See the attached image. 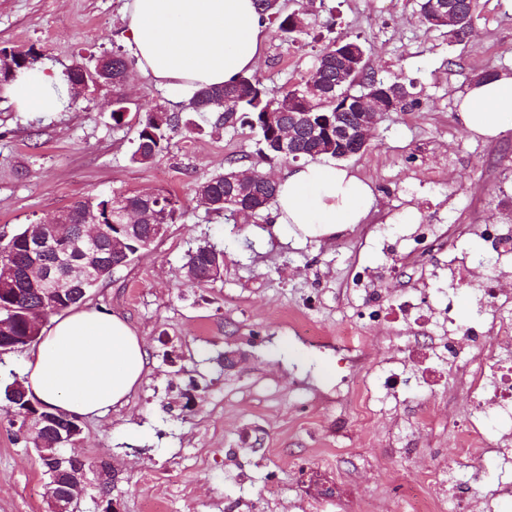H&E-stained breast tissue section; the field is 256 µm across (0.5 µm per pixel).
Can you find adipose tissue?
I'll list each match as a JSON object with an SVG mask.
<instances>
[{
  "instance_id": "ef3b65f1",
  "label": "adipose tissue",
  "mask_w": 512,
  "mask_h": 512,
  "mask_svg": "<svg viewBox=\"0 0 512 512\" xmlns=\"http://www.w3.org/2000/svg\"><path fill=\"white\" fill-rule=\"evenodd\" d=\"M267 26L254 0H129L126 15L138 72L177 94L256 69ZM63 82V75L37 66L18 75L8 94L19 111L59 112L56 90ZM459 116L474 136L512 129V74L471 84ZM374 201L371 184L349 169L310 162L278 177L273 217L294 225L300 239H326L362 223ZM147 363L145 344L127 319L73 309L43 329L24 363V386L45 411L93 417L123 404Z\"/></svg>"
}]
</instances>
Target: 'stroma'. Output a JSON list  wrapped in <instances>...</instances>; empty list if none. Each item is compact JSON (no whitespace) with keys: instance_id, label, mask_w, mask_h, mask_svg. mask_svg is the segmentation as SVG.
Here are the masks:
<instances>
[{"instance_id":"35a3bbf8","label":"stroma","mask_w":512,"mask_h":512,"mask_svg":"<svg viewBox=\"0 0 512 512\" xmlns=\"http://www.w3.org/2000/svg\"><path fill=\"white\" fill-rule=\"evenodd\" d=\"M311 23L297 43L269 31L255 73L272 89L305 79L339 34L357 38L378 76L413 82L423 105L386 113L346 166L375 204L331 239H296L270 211L240 227L196 199L228 163L281 175L246 125L182 132L148 166L130 159L132 114L176 105L132 73L131 116L112 120L111 87L50 114L18 111L0 81V232L47 222L87 196L164 190L182 204L166 234L114 270L85 307L127 318L148 364L126 404L83 421L77 448L91 468L76 512H448L449 461L497 484L481 447H464L471 393L456 372L424 387L438 329L370 312L447 288L449 254L482 255L480 224L506 222L512 129L471 138L456 101L487 69L512 73V0H478L475 32L449 43L419 20L418 0H279ZM128 0H0V48L34 49L65 71L78 55L129 51ZM224 248L220 279L188 285L189 250ZM408 386L387 411L370 393ZM47 477L0 410V512H47Z\"/></svg>"}]
</instances>
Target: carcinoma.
I'll list each match as a JSON object with an SVG mask.
<instances>
[{"label": "carcinoma", "instance_id": "cac0c4a2", "mask_svg": "<svg viewBox=\"0 0 512 512\" xmlns=\"http://www.w3.org/2000/svg\"><path fill=\"white\" fill-rule=\"evenodd\" d=\"M262 11L268 14L270 23L276 27L279 36L284 42H296L301 36L308 34L309 22L298 13H286L279 7L277 0H256ZM419 14L426 25H433L431 13L438 7H446L459 14L465 20L463 26L448 35L452 42H462L468 37L469 29L473 28V22L477 10V0H419ZM340 39L355 45L360 50L363 58L356 64L355 72L351 80L342 85L337 84L342 63L336 60L334 45L331 41L327 46L318 51L314 57L313 65L308 77L291 89H268L255 75L246 74L239 76L229 84L217 87L200 88L188 94L179 105V110L171 111L159 104L144 112L141 128L134 142L131 152V161L141 165H147L156 160L168 149L170 141L175 134L189 127V123L183 121L185 112L195 113L215 127H233L244 122V118H250V127L259 137V154L261 157L272 160L280 158L277 152L276 130L263 123L262 116L266 112H289L292 107L289 101L296 97V91L302 85L314 82L319 96L314 100L312 111L322 118L333 117V112L341 104L355 97L378 96L387 99L388 106L393 112H412L420 106V99L412 92L413 83L403 81H390L379 78L369 68L364 46L348 35L340 36ZM0 53L20 57L15 65V70L0 75L6 81L15 78L16 72L33 68L40 54L33 49L27 51H15L6 47L0 49ZM112 64V87L114 89L112 120L119 124L123 122L124 112L128 111L127 100L122 94V81L129 78L132 72L133 62L125 54L114 52L109 56ZM89 60L83 58L76 61L66 72V90L64 106H75L72 98L73 84L79 81L82 69L87 66ZM298 158L315 159L319 156L336 157V153H327L318 149L317 138L310 133H302L296 146ZM239 169L228 166L224 172L217 174L197 186V194L206 197L211 203V212L224 216L227 223H247L260 215L267 206L274 201L276 184L266 181L262 175H255V187L247 189L235 178ZM127 201L141 207H153L156 215L162 217L165 223L172 224L180 216L179 200L170 193L159 190L155 193L153 201L141 200L135 195L127 196ZM109 198L95 197L74 201L68 206L67 220L77 224L81 215L89 210L98 216L106 217ZM27 232V227L20 228L6 243L0 242V265L15 263L22 259L17 252L22 238ZM213 267L224 268V250L214 245L205 243L199 245L188 254L185 263L186 271L194 272L197 286L211 281L210 270ZM16 304L12 317L14 318L18 332L22 333L27 328L28 320L47 318L55 314L54 307L44 302L38 292L40 285L24 281L16 285Z\"/></svg>", "mask_w": 512, "mask_h": 512}]
</instances>
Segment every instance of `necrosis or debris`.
I'll return each mask as SVG.
<instances>
[{"instance_id":"necrosis-or-debris-1","label":"necrosis or debris","mask_w":512,"mask_h":512,"mask_svg":"<svg viewBox=\"0 0 512 512\" xmlns=\"http://www.w3.org/2000/svg\"><path fill=\"white\" fill-rule=\"evenodd\" d=\"M478 314L461 326L448 317V334L436 347V358L450 370L462 373L476 402L464 422L468 438L481 441L488 454L508 477L477 496L453 494V512H498L512 495V290L498 280L484 283ZM492 401L497 419L488 422L485 401Z\"/></svg>"}]
</instances>
